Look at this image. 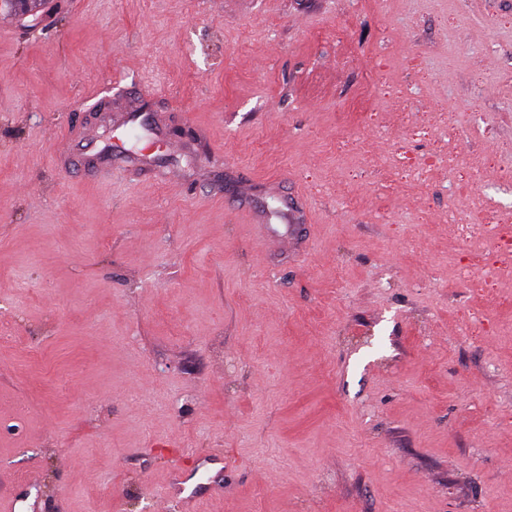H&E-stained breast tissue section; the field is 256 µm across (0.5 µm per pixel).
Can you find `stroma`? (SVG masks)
Returning a JSON list of instances; mask_svg holds the SVG:
<instances>
[{
  "mask_svg": "<svg viewBox=\"0 0 512 512\" xmlns=\"http://www.w3.org/2000/svg\"><path fill=\"white\" fill-rule=\"evenodd\" d=\"M132 109L149 176L58 168ZM504 170L512 0L0 12V512H512Z\"/></svg>",
  "mask_w": 512,
  "mask_h": 512,
  "instance_id": "35a3bbf8",
  "label": "stroma"
}]
</instances>
